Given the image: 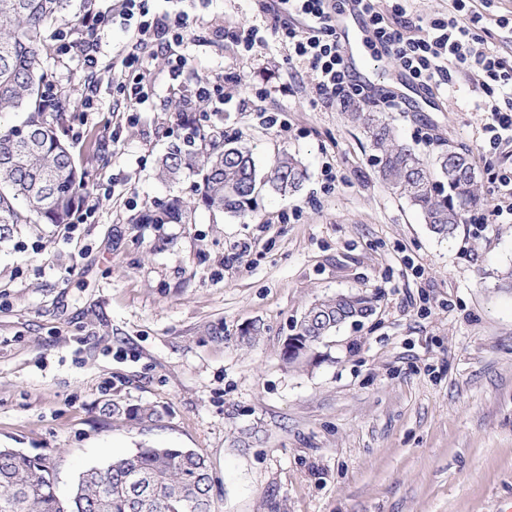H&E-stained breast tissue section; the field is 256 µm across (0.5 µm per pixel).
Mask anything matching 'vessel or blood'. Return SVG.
Segmentation results:
<instances>
[{"mask_svg":"<svg viewBox=\"0 0 512 512\" xmlns=\"http://www.w3.org/2000/svg\"><path fill=\"white\" fill-rule=\"evenodd\" d=\"M361 16L358 0H343L333 14L332 21L350 74L359 83L372 87L381 81L382 75L369 68L364 61L363 46L375 43L376 38L369 26L362 22ZM394 92L406 100L424 104L429 101L425 87L403 75L397 77Z\"/></svg>","mask_w":512,"mask_h":512,"instance_id":"obj_1","label":"vessel or blood"}]
</instances>
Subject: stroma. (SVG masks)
Listing matches in <instances>:
<instances>
[{
	"mask_svg": "<svg viewBox=\"0 0 512 512\" xmlns=\"http://www.w3.org/2000/svg\"><path fill=\"white\" fill-rule=\"evenodd\" d=\"M263 4L155 0L192 20L189 68L173 81L162 54L146 56L150 100L135 114L108 74L126 34L105 28L94 107L74 111L65 136L93 215L0 243V448L46 456L64 498L86 468L147 445L206 457L213 512H498L512 499V223L431 233L379 182L348 101L310 108L311 76L285 43H231L270 27ZM46 70L56 90L88 76L56 48ZM201 80L229 98L203 126L242 136L262 170L293 154L308 178L243 217L200 208L186 224L138 223L174 192L193 195V179L161 181L157 159ZM433 95L439 111L395 113L399 136L429 158L445 142L468 151L493 203L477 74ZM265 108L287 130L264 126ZM243 241L250 253L233 258ZM358 291L375 298L369 319L308 363L283 362L315 299ZM112 403L158 416H112ZM233 42L244 52H253L266 43L264 33H261L255 26L239 29L232 34Z\"/></svg>",
	"mask_w": 512,
	"mask_h": 512,
	"instance_id": "stroma-1",
	"label": "stroma"
}]
</instances>
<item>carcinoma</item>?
<instances>
[{"label":"carcinoma","instance_id":"carcinoma-1","mask_svg":"<svg viewBox=\"0 0 512 512\" xmlns=\"http://www.w3.org/2000/svg\"><path fill=\"white\" fill-rule=\"evenodd\" d=\"M65 6L66 0H0V112L26 113L21 125L0 128V242L25 224L69 223L91 194L63 140L78 97L45 95L46 30ZM348 116L366 132L381 181L407 198L432 233L454 237L465 212L481 205L469 154L450 144L431 164L398 137L392 116L357 108ZM180 120L184 133L171 141L158 175L170 184L186 172L202 176L197 198L173 195L143 215L142 224L179 223L196 207L241 216L254 211L261 194L286 196L307 178L302 163L286 153L261 176L252 149L238 137L205 130L185 115ZM353 297L352 306L335 296L312 303L299 335L330 336L339 315L358 322L373 314L372 297ZM210 491L200 452L146 447L85 470L64 502L45 458L0 448V512H212Z\"/></svg>","mask_w":512,"mask_h":512}]
</instances>
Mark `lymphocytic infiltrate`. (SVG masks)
I'll return each instance as SVG.
<instances>
[{
	"label": "lymphocytic infiltrate",
	"instance_id": "obj_1",
	"mask_svg": "<svg viewBox=\"0 0 512 512\" xmlns=\"http://www.w3.org/2000/svg\"><path fill=\"white\" fill-rule=\"evenodd\" d=\"M153 0H119L118 10L109 12L89 5L78 26L88 40L77 43L70 32L58 34L60 48L79 49L88 69H97V38L110 19H119L130 39V49L113 75L116 89L139 107L149 99V91L139 69L141 52L154 45L169 49L167 60L171 80H178L188 64L185 56L172 53L189 34L187 14L156 11ZM379 43L392 63L413 80L438 88L451 84L455 73L474 68L481 74L482 99L479 110L487 121L481 129L478 152L489 157L502 146L512 144V60L486 45V27L481 13L472 10L468 0H450L448 14L420 24L409 17L406 0H361ZM271 33L288 46L291 56L307 64L317 99H356L363 97L361 85L353 83L332 25L336 0H274ZM503 192L489 208L470 211L471 224H500L512 217V169L493 175Z\"/></svg>",
	"mask_w": 512,
	"mask_h": 512
}]
</instances>
